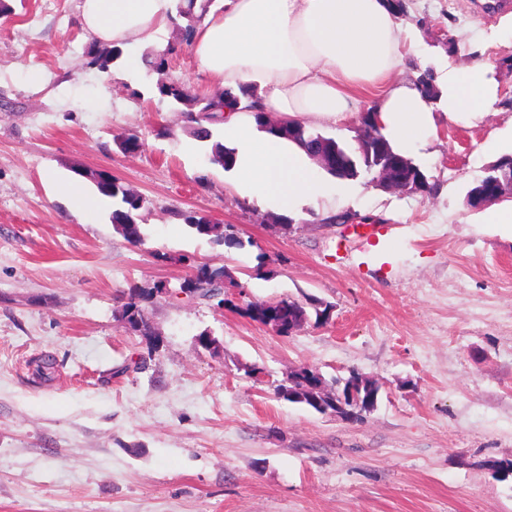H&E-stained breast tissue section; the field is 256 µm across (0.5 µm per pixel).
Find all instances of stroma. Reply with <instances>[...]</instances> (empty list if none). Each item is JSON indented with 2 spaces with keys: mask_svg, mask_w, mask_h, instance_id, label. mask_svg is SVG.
Instances as JSON below:
<instances>
[{
  "mask_svg": "<svg viewBox=\"0 0 512 512\" xmlns=\"http://www.w3.org/2000/svg\"><path fill=\"white\" fill-rule=\"evenodd\" d=\"M405 2L419 40L395 80L477 48L501 95L482 123L439 118L431 153L412 152L429 192L354 179L368 238L312 205L287 224L240 201L155 92L164 78L213 94L189 47L158 75L127 68L132 46L109 77L86 65L78 0H15L0 17V512H512V475L490 466L512 459V224L466 203L512 154V38L474 0ZM127 133L137 153L119 147ZM101 171L145 198L140 245L111 207L85 218L59 194L76 179L96 194ZM190 211L243 247L198 235ZM202 264L230 272L225 306L180 293ZM133 287L155 291L158 343L119 317ZM309 296L328 321L286 336L245 312ZM304 366L376 380L374 409L349 422L277 399Z\"/></svg>",
  "mask_w": 512,
  "mask_h": 512,
  "instance_id": "stroma-1",
  "label": "stroma"
}]
</instances>
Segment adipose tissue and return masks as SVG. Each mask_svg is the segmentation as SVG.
Instances as JSON below:
<instances>
[{"label":"adipose tissue","instance_id":"1","mask_svg":"<svg viewBox=\"0 0 512 512\" xmlns=\"http://www.w3.org/2000/svg\"><path fill=\"white\" fill-rule=\"evenodd\" d=\"M171 0H79L78 22L98 43H137L165 52ZM407 41L388 0H222L197 25L190 50L197 69L215 87L254 107L224 113V144L234 153L228 179L239 197L284 216L301 214L321 199L341 207L351 185L329 181L298 143L270 135L257 115L280 113L303 125H337L372 94L371 120L400 154L433 144L436 112L449 122L483 118L499 97V82L485 61L436 70L429 99L412 83L393 81Z\"/></svg>","mask_w":512,"mask_h":512}]
</instances>
